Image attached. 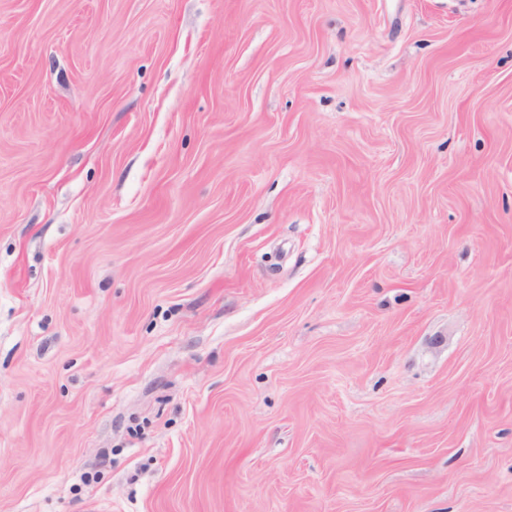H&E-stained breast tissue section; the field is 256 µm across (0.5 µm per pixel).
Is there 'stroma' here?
Segmentation results:
<instances>
[{
    "instance_id": "obj_1",
    "label": "stroma",
    "mask_w": 512,
    "mask_h": 512,
    "mask_svg": "<svg viewBox=\"0 0 512 512\" xmlns=\"http://www.w3.org/2000/svg\"><path fill=\"white\" fill-rule=\"evenodd\" d=\"M0 512H512V0H0Z\"/></svg>"
}]
</instances>
